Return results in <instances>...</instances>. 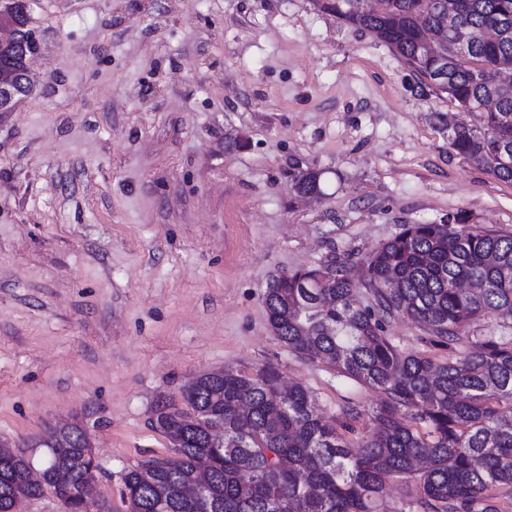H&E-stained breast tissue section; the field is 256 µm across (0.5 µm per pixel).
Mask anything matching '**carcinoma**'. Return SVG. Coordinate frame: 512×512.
Segmentation results:
<instances>
[{"label":"carcinoma","instance_id":"carcinoma-1","mask_svg":"<svg viewBox=\"0 0 512 512\" xmlns=\"http://www.w3.org/2000/svg\"><path fill=\"white\" fill-rule=\"evenodd\" d=\"M442 2L377 0L370 14L349 12L348 0L318 5L388 44L422 84L473 114V123L448 129L450 146L512 182V83L500 78L512 72V0H469L454 28ZM458 28L468 36L461 56L453 49ZM486 100L494 110H479ZM320 178L302 172L291 188L318 197ZM468 221L458 213L444 224L407 225L366 257L358 281L345 256L267 286L269 326L289 349L385 394L367 432L348 440L361 411L327 421L307 388L282 390L271 366L253 375L230 367L201 373L182 389V402L155 403L150 425L174 455L124 474V512H378L392 481L412 483L415 512L511 508L512 336H481L477 350L436 362L398 351L385 335L389 321L406 318L421 325L423 342L453 353L473 325L512 314V233ZM35 445L47 449L38 481L23 454H0V512L47 487L66 512H117L105 497H81L94 467L85 424L50 427ZM202 472L207 483L195 491Z\"/></svg>","mask_w":512,"mask_h":512}]
</instances>
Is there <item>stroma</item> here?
<instances>
[{
  "label": "stroma",
  "mask_w": 512,
  "mask_h": 512,
  "mask_svg": "<svg viewBox=\"0 0 512 512\" xmlns=\"http://www.w3.org/2000/svg\"><path fill=\"white\" fill-rule=\"evenodd\" d=\"M36 92L0 118V443L82 421L97 492L171 444L194 376L275 367L327 417L383 395L288 349L276 277L404 225L512 232V183L450 146L472 122L316 0H32ZM321 175L322 196L291 189Z\"/></svg>",
  "instance_id": "obj_1"
}]
</instances>
